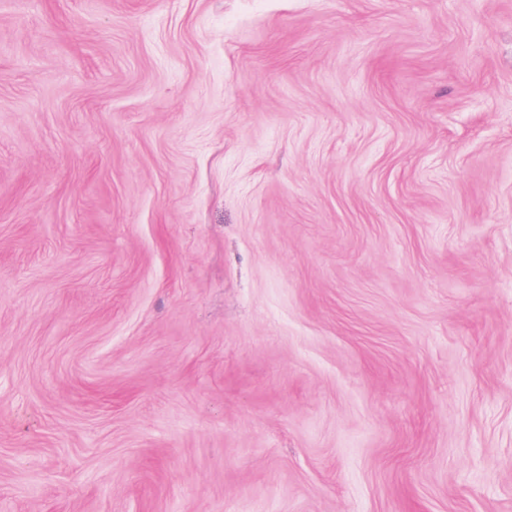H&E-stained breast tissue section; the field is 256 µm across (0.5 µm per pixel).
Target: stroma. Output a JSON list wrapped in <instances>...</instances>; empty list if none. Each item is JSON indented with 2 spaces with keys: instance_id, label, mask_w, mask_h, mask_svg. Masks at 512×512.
<instances>
[{
  "instance_id": "35a3bbf8",
  "label": "stroma",
  "mask_w": 512,
  "mask_h": 512,
  "mask_svg": "<svg viewBox=\"0 0 512 512\" xmlns=\"http://www.w3.org/2000/svg\"><path fill=\"white\" fill-rule=\"evenodd\" d=\"M0 512H512V0H0Z\"/></svg>"
}]
</instances>
